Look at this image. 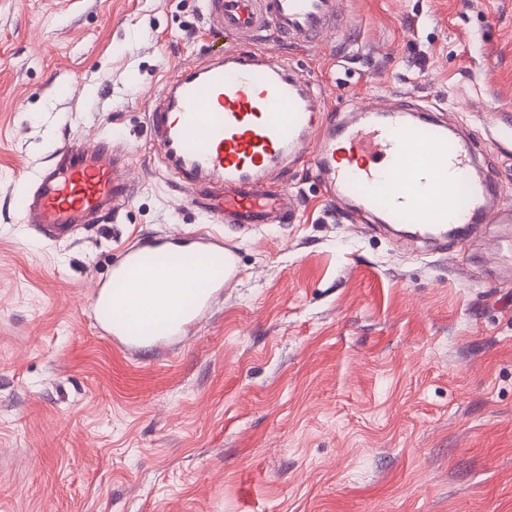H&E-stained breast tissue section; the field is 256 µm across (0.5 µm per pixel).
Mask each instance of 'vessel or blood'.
Instances as JSON below:
<instances>
[{
    "mask_svg": "<svg viewBox=\"0 0 512 512\" xmlns=\"http://www.w3.org/2000/svg\"><path fill=\"white\" fill-rule=\"evenodd\" d=\"M338 0H204L210 28L258 40L265 33L296 43L316 42L336 17ZM406 109L356 107L354 121L335 119L313 85L272 54L224 57L182 72L166 84L150 111L161 160L181 176L189 199L217 224L247 231L295 216L287 190L273 176L307 152L312 154L330 200L358 195L356 213L410 225L425 242L447 245L454 224H512V211L497 210L489 185L474 178L470 143L455 138L433 118L405 121ZM128 157L111 140L94 145L67 142L56 150L33 191L25 193L24 223L62 236L109 214L133 190L124 171ZM236 240L199 233L189 240L155 237L123 250L112 275L93 297L96 327L132 348L166 344L210 308L239 275ZM206 261L216 275L176 314L140 309L117 316L120 293L135 275L168 285L172 274L192 272Z\"/></svg>",
    "mask_w": 512,
    "mask_h": 512,
    "instance_id": "1",
    "label": "vessel or blood"
}]
</instances>
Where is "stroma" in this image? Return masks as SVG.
I'll list each match as a JSON object with an SVG mask.
<instances>
[{
  "instance_id": "35a3bbf8",
  "label": "stroma",
  "mask_w": 512,
  "mask_h": 512,
  "mask_svg": "<svg viewBox=\"0 0 512 512\" xmlns=\"http://www.w3.org/2000/svg\"><path fill=\"white\" fill-rule=\"evenodd\" d=\"M275 51L328 105H432L512 208V0H340L321 45L209 30L203 0H0V512H512V224L445 253L327 201L238 236L240 274L169 345L99 333L139 239L206 222L148 112L181 71ZM109 137L136 186L67 239L19 220L63 142Z\"/></svg>"
}]
</instances>
